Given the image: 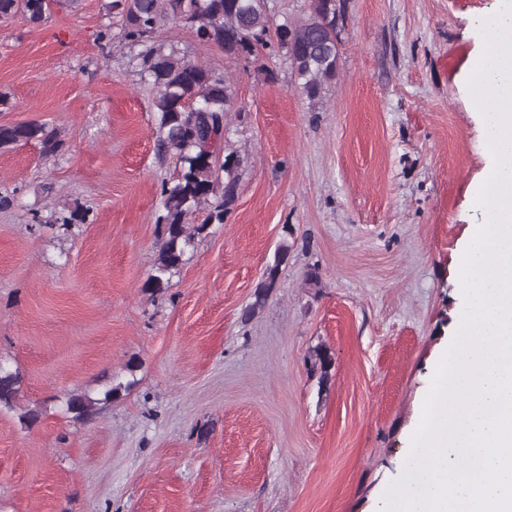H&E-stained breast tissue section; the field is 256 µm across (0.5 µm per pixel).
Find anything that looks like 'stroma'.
Segmentation results:
<instances>
[{"label": "stroma", "instance_id": "35a3bbf8", "mask_svg": "<svg viewBox=\"0 0 512 512\" xmlns=\"http://www.w3.org/2000/svg\"><path fill=\"white\" fill-rule=\"evenodd\" d=\"M108 3L0 19V125L63 142L0 151V363L21 379L0 410V512H377L464 304L486 150L467 63L493 0H344L317 103L282 56L162 26L156 43L232 80L225 136L246 162L232 210L160 292L144 282L178 168ZM318 346L325 382L307 367ZM119 380L131 390L92 417L67 413ZM32 140L39 143L45 157L56 155L63 146L57 133L47 130L43 124L30 122L0 125V149H9ZM289 245L284 242L279 246L274 264L270 265L264 272L263 279L258 282L253 291V302L250 304L247 315L254 314L257 310L265 307L269 297L276 287L281 264L288 258ZM309 370L318 373L321 381H328L330 371L334 366V357L331 351L325 347L314 348L308 357Z\"/></svg>", "mask_w": 512, "mask_h": 512}]
</instances>
